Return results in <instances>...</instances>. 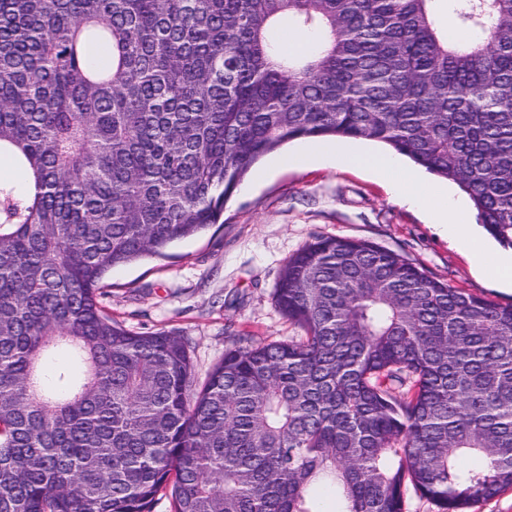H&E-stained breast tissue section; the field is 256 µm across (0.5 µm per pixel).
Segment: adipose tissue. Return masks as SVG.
<instances>
[{"label": "adipose tissue", "mask_w": 512, "mask_h": 512, "mask_svg": "<svg viewBox=\"0 0 512 512\" xmlns=\"http://www.w3.org/2000/svg\"><path fill=\"white\" fill-rule=\"evenodd\" d=\"M292 161L307 163L329 159L342 166L354 165L378 177L384 178L390 185L393 195L402 203L424 211L431 224L441 228L445 235L460 247H469L472 230L469 225L450 222V215L457 213L461 200L448 188H439L436 198L414 193L408 190L409 175L401 168L398 158L371 148L349 144L335 143L304 147L291 156Z\"/></svg>", "instance_id": "obj_1"}]
</instances>
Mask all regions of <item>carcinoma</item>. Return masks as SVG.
I'll return each instance as SVG.
<instances>
[{
    "label": "carcinoma",
    "instance_id": "cac0c4a2",
    "mask_svg": "<svg viewBox=\"0 0 512 512\" xmlns=\"http://www.w3.org/2000/svg\"><path fill=\"white\" fill-rule=\"evenodd\" d=\"M0 0V512H438L512 488V304L320 237L225 350L109 317L112 269L224 223L300 139L389 147L512 248V0ZM317 34L293 52L288 26Z\"/></svg>",
    "mask_w": 512,
    "mask_h": 512
}]
</instances>
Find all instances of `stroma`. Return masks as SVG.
Masks as SVG:
<instances>
[{"label":"stroma","instance_id":"obj_1","mask_svg":"<svg viewBox=\"0 0 512 512\" xmlns=\"http://www.w3.org/2000/svg\"><path fill=\"white\" fill-rule=\"evenodd\" d=\"M272 162L264 157L257 173L246 177L223 223L108 277L113 318L135 332L181 336L198 378L226 348L299 335L273 292L288 258L319 237L378 244L448 286L512 304V291L478 269L422 212L398 202L385 180L329 163L276 168Z\"/></svg>","mask_w":512,"mask_h":512}]
</instances>
